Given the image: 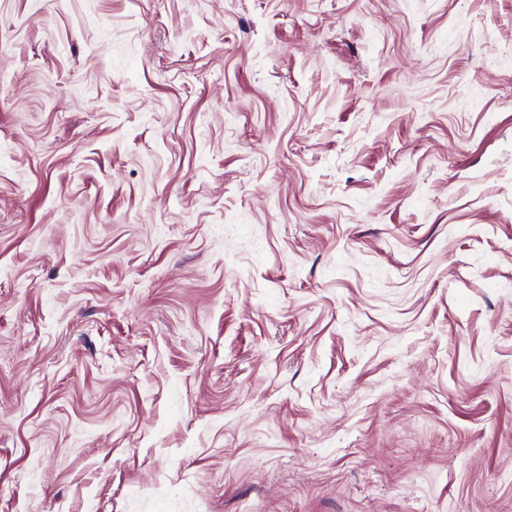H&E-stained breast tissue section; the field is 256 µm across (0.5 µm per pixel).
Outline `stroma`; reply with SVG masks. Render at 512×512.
I'll return each mask as SVG.
<instances>
[{"label": "stroma", "mask_w": 512, "mask_h": 512, "mask_svg": "<svg viewBox=\"0 0 512 512\" xmlns=\"http://www.w3.org/2000/svg\"><path fill=\"white\" fill-rule=\"evenodd\" d=\"M0 0V512H512V0Z\"/></svg>", "instance_id": "stroma-1"}]
</instances>
